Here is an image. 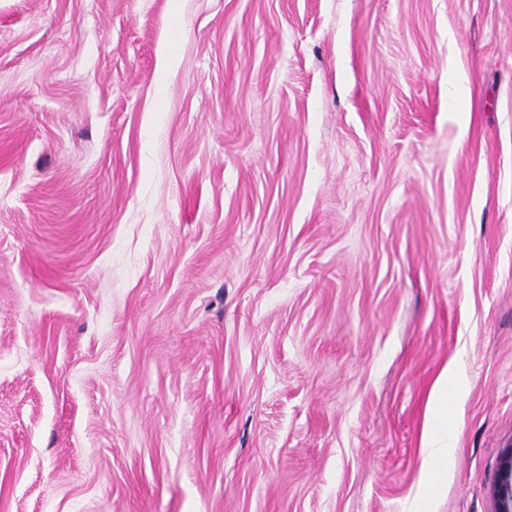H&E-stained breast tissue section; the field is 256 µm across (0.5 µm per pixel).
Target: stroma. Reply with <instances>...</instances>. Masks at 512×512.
<instances>
[{"instance_id":"stroma-1","label":"stroma","mask_w":512,"mask_h":512,"mask_svg":"<svg viewBox=\"0 0 512 512\" xmlns=\"http://www.w3.org/2000/svg\"><path fill=\"white\" fill-rule=\"evenodd\" d=\"M508 448L512 0H0V512H494ZM456 373L452 367H446L437 383L434 395L433 408L435 419L445 428V437L441 438L437 434H432L427 442V460L429 468L437 471L446 467L451 461V452L447 441L448 429V381H453ZM448 447V448H447Z\"/></svg>"}]
</instances>
